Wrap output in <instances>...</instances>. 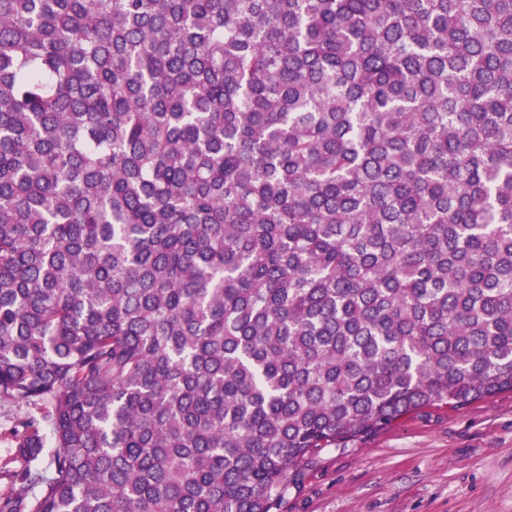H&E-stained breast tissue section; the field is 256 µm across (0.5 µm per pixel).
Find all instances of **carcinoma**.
Wrapping results in <instances>:
<instances>
[{
    "mask_svg": "<svg viewBox=\"0 0 512 512\" xmlns=\"http://www.w3.org/2000/svg\"><path fill=\"white\" fill-rule=\"evenodd\" d=\"M512 392V0H0V512H276Z\"/></svg>",
    "mask_w": 512,
    "mask_h": 512,
    "instance_id": "1",
    "label": "carcinoma"
}]
</instances>
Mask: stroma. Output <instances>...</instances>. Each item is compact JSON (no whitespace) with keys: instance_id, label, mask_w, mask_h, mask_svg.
<instances>
[{"instance_id":"stroma-1","label":"stroma","mask_w":512,"mask_h":512,"mask_svg":"<svg viewBox=\"0 0 512 512\" xmlns=\"http://www.w3.org/2000/svg\"><path fill=\"white\" fill-rule=\"evenodd\" d=\"M278 512H512V392L321 450Z\"/></svg>"}]
</instances>
